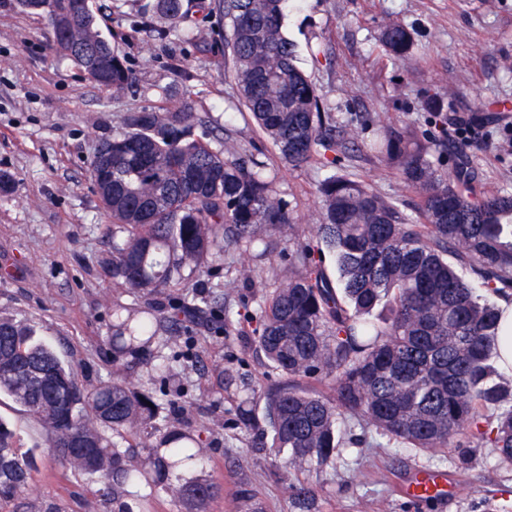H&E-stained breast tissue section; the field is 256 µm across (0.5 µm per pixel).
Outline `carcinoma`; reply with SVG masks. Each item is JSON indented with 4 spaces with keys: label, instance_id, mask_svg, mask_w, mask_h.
Listing matches in <instances>:
<instances>
[{
    "label": "carcinoma",
    "instance_id": "cac0c4a2",
    "mask_svg": "<svg viewBox=\"0 0 512 512\" xmlns=\"http://www.w3.org/2000/svg\"><path fill=\"white\" fill-rule=\"evenodd\" d=\"M17 5L45 18L56 51L99 88L134 87V71L101 33L90 0ZM190 6L189 0H157L156 10L165 19H185ZM287 7L288 0H210L207 11L224 20V50L241 104L281 158L294 167L334 168L348 156L344 135L310 76L294 63V45L282 31ZM380 43L399 60L412 36L392 21ZM423 110L431 129L390 126L366 147L416 194L414 214L343 168L326 177L317 186L316 225L325 249L306 245L290 255L288 278L263 295L256 313L259 348L288 376V383L264 391L269 450L288 453L282 479L302 505L311 498L302 471L336 456L339 425L349 418L427 451L448 447L466 431L512 462V383L491 382L501 311L482 298H512V191L478 190V171L466 162L450 175L441 171L431 147L448 135V104L428 97ZM103 144L112 146V155L94 156L90 177L112 219V279L133 294L208 274V260L230 248L266 250L267 232L292 224L264 162L212 148L188 103L130 112L126 131ZM327 251L336 258L338 287L325 272ZM458 266L472 279L459 276ZM381 304L388 316L370 320ZM204 316L218 336L233 335L238 325L219 296L171 294L162 316L149 302L113 307V362L122 369L148 363L163 326L170 339L185 338L186 357H193L196 340L187 322ZM321 381L333 385L332 396L309 390ZM0 394L42 422L62 465L96 478L114 502L126 488L147 483L203 512L216 493L201 473L172 484L175 468L198 461L203 431L151 424L153 393L125 377L81 382L28 321L13 315H0ZM136 448L146 456L135 455ZM28 487L15 433L0 423V507Z\"/></svg>",
    "mask_w": 512,
    "mask_h": 512
}]
</instances>
